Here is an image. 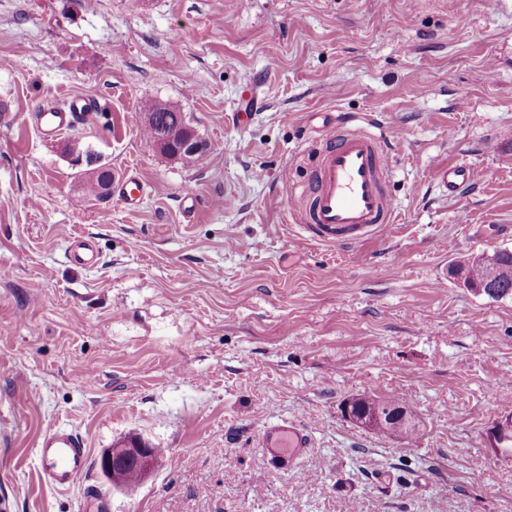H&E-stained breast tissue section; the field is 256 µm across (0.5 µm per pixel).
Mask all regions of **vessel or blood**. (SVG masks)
<instances>
[{
	"mask_svg": "<svg viewBox=\"0 0 512 512\" xmlns=\"http://www.w3.org/2000/svg\"><path fill=\"white\" fill-rule=\"evenodd\" d=\"M93 105V100L77 96L65 107L41 109L38 115L41 135L49 138L70 128L78 115ZM312 152L311 177L304 187L294 191L300 223L314 237L346 246L387 232L395 214L387 190L391 154L388 142L369 130L347 127L343 119L328 114L312 144ZM438 176L454 192L473 179L474 171L470 165L459 164L443 167ZM112 189L126 208L134 209L148 185L132 171L124 180L113 184ZM70 260L77 265L96 263L97 255L90 240L73 237ZM261 445L273 458L291 459L309 447L310 437L298 425L274 424L264 431ZM38 459L46 482L61 490L72 487L89 466L83 439L61 428L43 435Z\"/></svg>",
	"mask_w": 512,
	"mask_h": 512,
	"instance_id": "obj_1",
	"label": "vessel or blood"
}]
</instances>
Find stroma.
I'll list each match as a JSON object with an SVG mask.
<instances>
[{
  "mask_svg": "<svg viewBox=\"0 0 512 512\" xmlns=\"http://www.w3.org/2000/svg\"><path fill=\"white\" fill-rule=\"evenodd\" d=\"M76 95L99 109L41 138ZM157 99L206 154L143 139ZM1 103L0 512H512L486 440L512 412V296L449 273L512 249V0H0ZM326 112L394 142L390 234L343 247L292 212ZM75 138L149 183L137 210L80 198ZM78 235L96 264L70 262ZM357 396L398 397L415 433L346 419ZM282 421L311 438L286 465L259 442ZM55 427L90 453L66 491L38 474ZM137 438L159 454L115 487L100 457ZM438 176L443 185L447 186L449 191L454 192L474 178V170L467 164L446 166L439 171Z\"/></svg>",
  "mask_w": 512,
  "mask_h": 512,
  "instance_id": "obj_1",
  "label": "stroma"
}]
</instances>
